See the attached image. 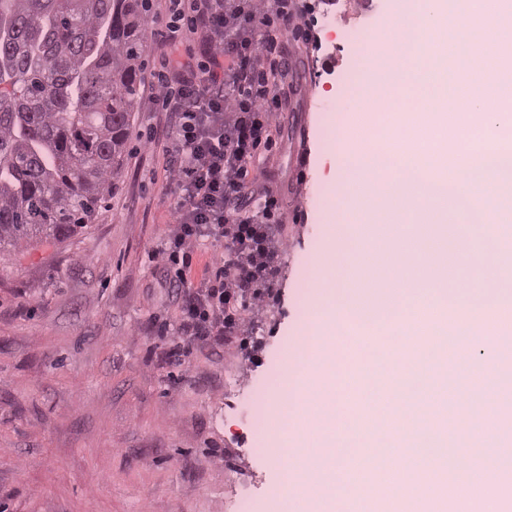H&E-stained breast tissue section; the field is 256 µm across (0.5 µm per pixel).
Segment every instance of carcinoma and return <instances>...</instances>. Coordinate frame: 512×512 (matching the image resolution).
Wrapping results in <instances>:
<instances>
[{"instance_id": "carcinoma-1", "label": "carcinoma", "mask_w": 512, "mask_h": 512, "mask_svg": "<svg viewBox=\"0 0 512 512\" xmlns=\"http://www.w3.org/2000/svg\"><path fill=\"white\" fill-rule=\"evenodd\" d=\"M149 0H0V249L87 227L140 107Z\"/></svg>"}]
</instances>
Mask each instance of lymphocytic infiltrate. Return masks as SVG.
<instances>
[{"label":"lymphocytic infiltrate","mask_w":512,"mask_h":512,"mask_svg":"<svg viewBox=\"0 0 512 512\" xmlns=\"http://www.w3.org/2000/svg\"><path fill=\"white\" fill-rule=\"evenodd\" d=\"M158 95L173 185L171 227L154 258L180 294L179 363L195 346L244 350L253 314L271 307L288 250L280 202L264 187L262 149L286 95L288 32L305 23L296 0H170ZM217 251L199 279L200 242Z\"/></svg>","instance_id":"f902f5d3"}]
</instances>
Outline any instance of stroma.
Wrapping results in <instances>:
<instances>
[{"label": "stroma", "mask_w": 512, "mask_h": 512, "mask_svg": "<svg viewBox=\"0 0 512 512\" xmlns=\"http://www.w3.org/2000/svg\"><path fill=\"white\" fill-rule=\"evenodd\" d=\"M308 20L288 105L274 116L267 184L288 215V252L280 302L251 327L259 359L197 348L171 364L162 351L178 298L153 259L169 228L170 185L161 147L146 146L166 123L151 96L162 52L154 32L170 11L152 0L141 106L105 208L64 240L0 251V512H232L235 502L267 512L278 473L245 403L270 390L286 342L311 336L304 310L340 274L325 252L324 201L337 175L332 129L352 109L350 80L366 57L355 33L397 36L390 0H315ZM338 342L336 386L353 418L369 354L355 330Z\"/></svg>", "instance_id": "stroma-1"}]
</instances>
